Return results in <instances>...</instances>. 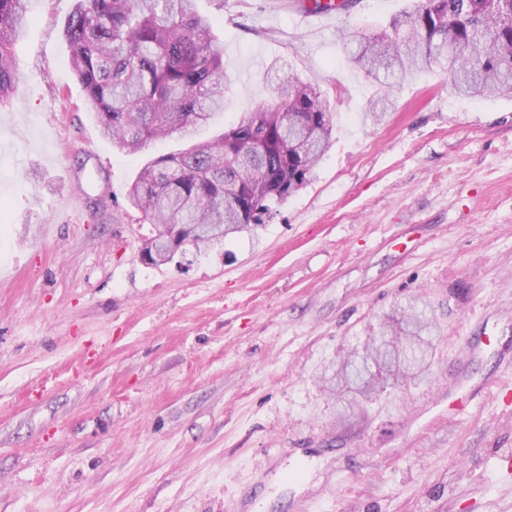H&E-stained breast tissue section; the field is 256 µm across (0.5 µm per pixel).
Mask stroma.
I'll return each mask as SVG.
<instances>
[{"instance_id":"35a3bbf8","label":"stroma","mask_w":512,"mask_h":512,"mask_svg":"<svg viewBox=\"0 0 512 512\" xmlns=\"http://www.w3.org/2000/svg\"><path fill=\"white\" fill-rule=\"evenodd\" d=\"M72 5L29 0L0 105V512H512V89L466 98L427 68L376 123L341 36L411 0L328 26L298 0H196L235 76L198 139L287 75L336 132L265 224L147 265L129 185L184 142L101 135ZM415 299L437 323L426 373L337 400L328 377ZM457 379L483 389L452 418Z\"/></svg>"}]
</instances>
